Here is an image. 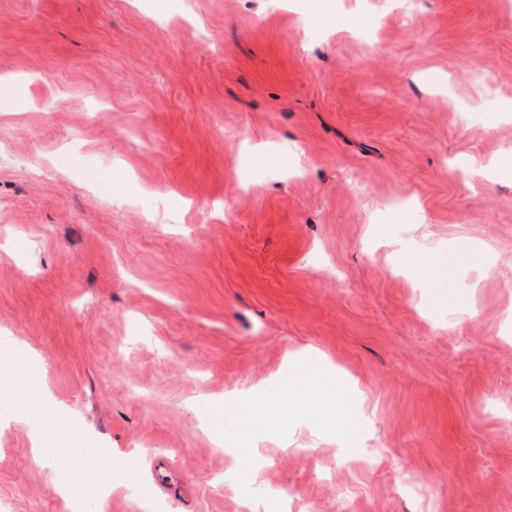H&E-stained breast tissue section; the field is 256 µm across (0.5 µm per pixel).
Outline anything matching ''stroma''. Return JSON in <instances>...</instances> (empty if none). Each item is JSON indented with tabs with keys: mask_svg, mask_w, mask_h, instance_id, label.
Segmentation results:
<instances>
[{
	"mask_svg": "<svg viewBox=\"0 0 512 512\" xmlns=\"http://www.w3.org/2000/svg\"><path fill=\"white\" fill-rule=\"evenodd\" d=\"M3 74L30 86L0 112V363L34 353L71 428L137 458L90 512H512V176L484 171L512 0H0ZM378 231L494 265L462 312ZM299 348L357 380L369 466L298 418L221 484L197 401ZM31 429L0 414V512H74ZM452 254L456 268L466 266L469 268L487 270L489 269L488 259L492 254V250L487 245L478 246L465 244L458 246Z\"/></svg>",
	"mask_w": 512,
	"mask_h": 512,
	"instance_id": "obj_1",
	"label": "stroma"
}]
</instances>
